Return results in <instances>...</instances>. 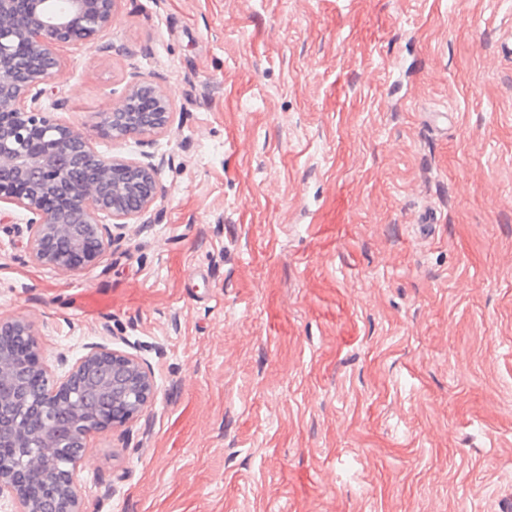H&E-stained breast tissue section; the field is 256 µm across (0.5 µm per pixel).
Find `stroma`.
I'll list each match as a JSON object with an SVG mask.
<instances>
[{"label":"stroma","instance_id":"1","mask_svg":"<svg viewBox=\"0 0 512 512\" xmlns=\"http://www.w3.org/2000/svg\"><path fill=\"white\" fill-rule=\"evenodd\" d=\"M42 110L161 192L73 275L0 203V317L154 372L84 512H512V0H121ZM172 101L103 135L131 72Z\"/></svg>","mask_w":512,"mask_h":512}]
</instances>
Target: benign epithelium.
<instances>
[{
    "label": "benign epithelium",
    "mask_w": 512,
    "mask_h": 512,
    "mask_svg": "<svg viewBox=\"0 0 512 512\" xmlns=\"http://www.w3.org/2000/svg\"><path fill=\"white\" fill-rule=\"evenodd\" d=\"M120 0H0V203L29 214V258L62 273L95 265L113 230L149 211L159 191L151 160L105 158L81 130L37 106L61 70V51L93 43L112 25ZM169 99L136 76L122 107L103 113L112 138L135 139L167 127ZM112 223H104V218ZM0 335L24 349L35 377L21 381L16 358L0 351V501L11 512H82L75 468L90 437L138 419L155 394L153 374L138 357L101 346L65 374L40 358L38 332L25 319L0 318Z\"/></svg>",
    "instance_id": "obj_1"
}]
</instances>
